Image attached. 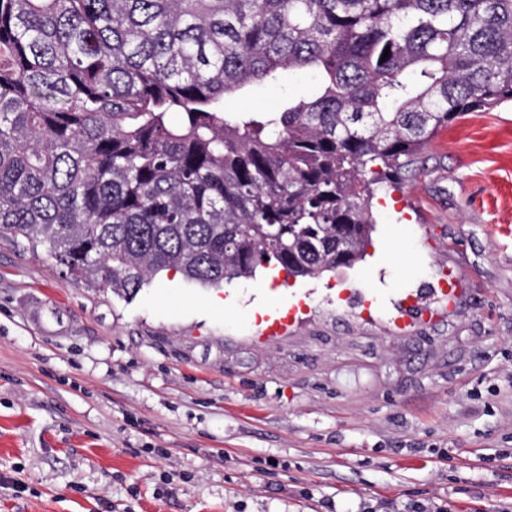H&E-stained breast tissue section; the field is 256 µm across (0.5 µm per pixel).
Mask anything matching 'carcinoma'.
Masks as SVG:
<instances>
[{
	"label": "carcinoma",
	"mask_w": 512,
	"mask_h": 512,
	"mask_svg": "<svg viewBox=\"0 0 512 512\" xmlns=\"http://www.w3.org/2000/svg\"><path fill=\"white\" fill-rule=\"evenodd\" d=\"M286 70L316 92L224 111ZM508 102L512 0H0V238L129 293L350 268L374 189Z\"/></svg>",
	"instance_id": "carcinoma-1"
}]
</instances>
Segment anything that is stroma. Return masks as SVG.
I'll return each instance as SVG.
<instances>
[{
  "mask_svg": "<svg viewBox=\"0 0 512 512\" xmlns=\"http://www.w3.org/2000/svg\"><path fill=\"white\" fill-rule=\"evenodd\" d=\"M421 160L364 260L315 278L125 295L0 238V512H512V105Z\"/></svg>",
  "mask_w": 512,
  "mask_h": 512,
  "instance_id": "35a3bbf8",
  "label": "stroma"
}]
</instances>
